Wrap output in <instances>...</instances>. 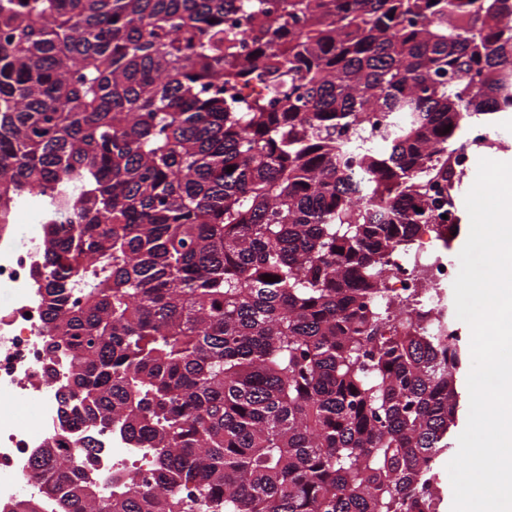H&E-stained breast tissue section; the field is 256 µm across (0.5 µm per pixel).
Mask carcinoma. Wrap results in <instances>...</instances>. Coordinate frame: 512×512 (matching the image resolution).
I'll list each match as a JSON object with an SVG mask.
<instances>
[{
	"instance_id": "cac0c4a2",
	"label": "carcinoma",
	"mask_w": 512,
	"mask_h": 512,
	"mask_svg": "<svg viewBox=\"0 0 512 512\" xmlns=\"http://www.w3.org/2000/svg\"><path fill=\"white\" fill-rule=\"evenodd\" d=\"M501 112L512 0H0V212L77 183L68 419L152 449L107 492L38 449L57 512H438L464 342L386 274Z\"/></svg>"
}]
</instances>
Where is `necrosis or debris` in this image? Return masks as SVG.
Listing matches in <instances>:
<instances>
[{
    "mask_svg": "<svg viewBox=\"0 0 512 512\" xmlns=\"http://www.w3.org/2000/svg\"><path fill=\"white\" fill-rule=\"evenodd\" d=\"M447 220L421 225L409 251L398 253L390 286L401 297L441 303V293L453 284L459 267L439 247L438 236ZM39 258V240L18 244L0 234V512H8L18 496L19 483L28 495L39 493L29 476L33 451L51 444L74 449L85 439L98 447L95 471L102 481L137 472L148 474L151 452L130 447L113 433L63 421L58 386L67 373L68 356L46 350L42 306L32 286Z\"/></svg>",
    "mask_w": 512,
    "mask_h": 512,
    "instance_id": "4bbe7bcc",
    "label": "necrosis or debris"
}]
</instances>
